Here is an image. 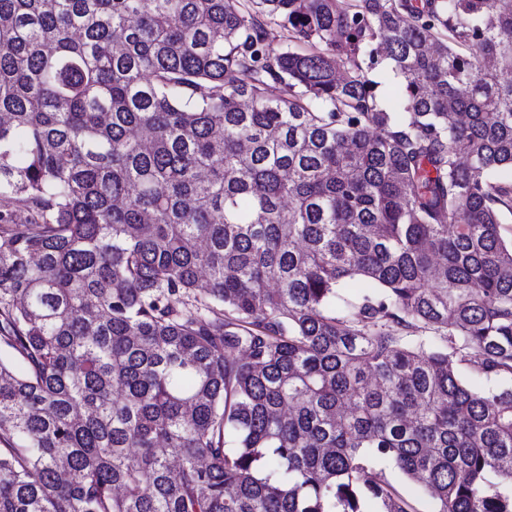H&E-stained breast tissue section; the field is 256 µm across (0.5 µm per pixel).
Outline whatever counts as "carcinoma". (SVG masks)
Here are the masks:
<instances>
[{"label": "carcinoma", "mask_w": 512, "mask_h": 512, "mask_svg": "<svg viewBox=\"0 0 512 512\" xmlns=\"http://www.w3.org/2000/svg\"><path fill=\"white\" fill-rule=\"evenodd\" d=\"M0 113V512H512V0H0Z\"/></svg>", "instance_id": "1"}]
</instances>
